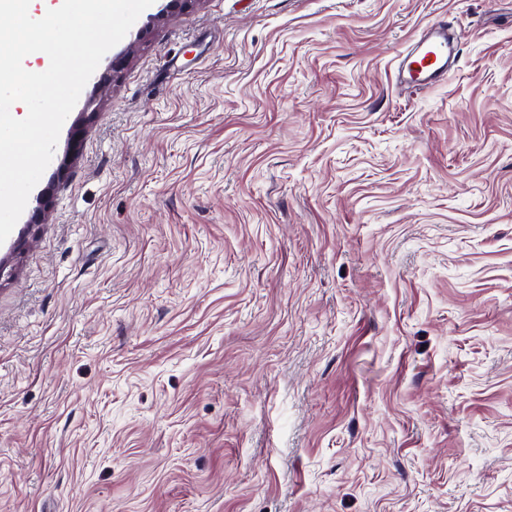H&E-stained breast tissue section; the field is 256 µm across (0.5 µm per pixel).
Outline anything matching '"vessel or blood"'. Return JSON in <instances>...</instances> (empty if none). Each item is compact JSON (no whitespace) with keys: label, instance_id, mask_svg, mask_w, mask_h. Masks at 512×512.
<instances>
[{"label":"vessel or blood","instance_id":"vessel-or-blood-1","mask_svg":"<svg viewBox=\"0 0 512 512\" xmlns=\"http://www.w3.org/2000/svg\"><path fill=\"white\" fill-rule=\"evenodd\" d=\"M457 43V38L449 35L445 20L430 22L420 38L399 57L398 80L419 90L441 83L457 55Z\"/></svg>","mask_w":512,"mask_h":512}]
</instances>
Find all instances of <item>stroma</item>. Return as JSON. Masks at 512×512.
I'll return each mask as SVG.
<instances>
[{"label":"stroma","mask_w":512,"mask_h":512,"mask_svg":"<svg viewBox=\"0 0 512 512\" xmlns=\"http://www.w3.org/2000/svg\"><path fill=\"white\" fill-rule=\"evenodd\" d=\"M136 25L0 244V512H512V0ZM456 45L458 40L448 34L445 20L430 22L420 38L399 57L397 79L419 90L441 83L447 78L449 67L456 58Z\"/></svg>","instance_id":"stroma-1"}]
</instances>
